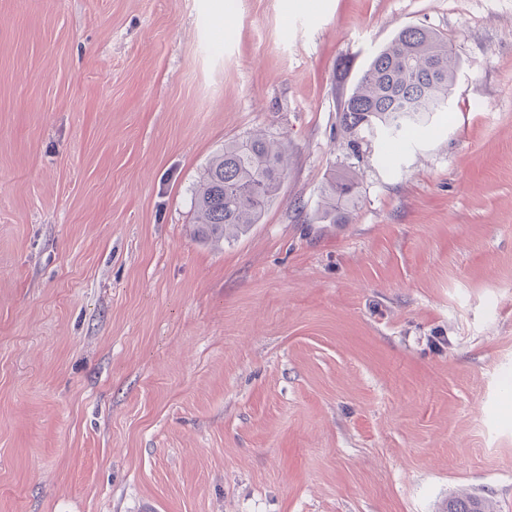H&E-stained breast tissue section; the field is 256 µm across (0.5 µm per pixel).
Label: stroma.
<instances>
[{
  "label": "stroma",
  "instance_id": "stroma-1",
  "mask_svg": "<svg viewBox=\"0 0 512 512\" xmlns=\"http://www.w3.org/2000/svg\"><path fill=\"white\" fill-rule=\"evenodd\" d=\"M408 27L460 61L447 110L349 136ZM259 131L287 178L201 243L199 177ZM463 490L512 512V0H0V512ZM355 176L344 174L329 181L322 191L321 212L327 224H346L354 210L357 195Z\"/></svg>",
  "mask_w": 512,
  "mask_h": 512
}]
</instances>
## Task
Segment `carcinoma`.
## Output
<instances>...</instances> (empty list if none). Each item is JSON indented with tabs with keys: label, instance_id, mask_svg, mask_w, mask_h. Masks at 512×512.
<instances>
[{
	"label": "carcinoma",
	"instance_id": "obj_1",
	"mask_svg": "<svg viewBox=\"0 0 512 512\" xmlns=\"http://www.w3.org/2000/svg\"><path fill=\"white\" fill-rule=\"evenodd\" d=\"M459 60L444 37L405 28L372 59L339 113L340 126L354 133L379 127L396 137L429 112L440 111L455 84ZM288 173V145L264 133L224 144L194 188L197 236L219 245L260 222ZM357 195L355 176L344 174L322 191V219L346 224ZM448 512H493L480 497L461 493Z\"/></svg>",
	"mask_w": 512,
	"mask_h": 512
}]
</instances>
